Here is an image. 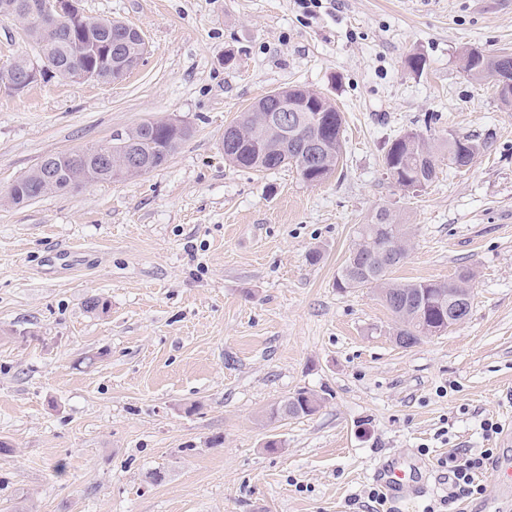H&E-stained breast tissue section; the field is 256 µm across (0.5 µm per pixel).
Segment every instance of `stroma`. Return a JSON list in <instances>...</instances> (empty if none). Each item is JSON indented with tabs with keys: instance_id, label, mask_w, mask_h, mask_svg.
Here are the masks:
<instances>
[{
	"instance_id": "1",
	"label": "stroma",
	"mask_w": 512,
	"mask_h": 512,
	"mask_svg": "<svg viewBox=\"0 0 512 512\" xmlns=\"http://www.w3.org/2000/svg\"><path fill=\"white\" fill-rule=\"evenodd\" d=\"M79 6L147 52L114 82L0 90V512H372L376 463L403 455L430 461L428 491L387 512L438 507L448 456L512 424V110L458 62L512 50V0ZM291 86L344 116L319 184L224 159L225 127ZM167 119L192 135L162 166L7 202L46 155ZM410 132L481 150L407 192L384 155ZM382 208L410 231L393 279L475 273L469 317L410 348L376 290L336 286ZM301 390L316 412L272 417Z\"/></svg>"
}]
</instances>
